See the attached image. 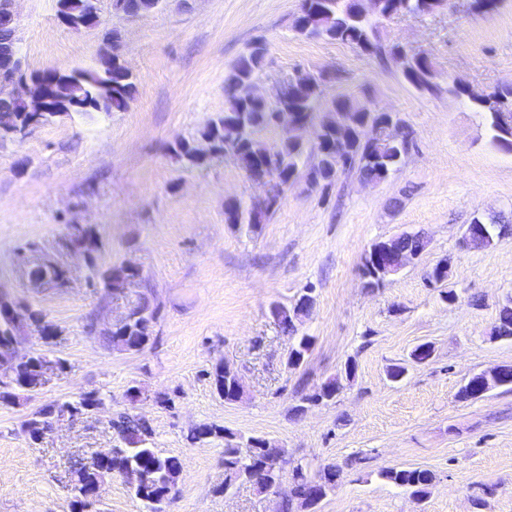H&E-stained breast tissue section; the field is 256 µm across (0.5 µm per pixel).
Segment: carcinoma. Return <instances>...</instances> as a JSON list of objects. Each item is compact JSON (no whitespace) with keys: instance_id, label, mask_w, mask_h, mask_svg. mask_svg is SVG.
I'll list each match as a JSON object with an SVG mask.
<instances>
[{"instance_id":"obj_1","label":"carcinoma","mask_w":512,"mask_h":512,"mask_svg":"<svg viewBox=\"0 0 512 512\" xmlns=\"http://www.w3.org/2000/svg\"><path fill=\"white\" fill-rule=\"evenodd\" d=\"M318 9L308 12L301 25L294 28L297 35L309 39H324L351 45L361 52L384 56L389 55L399 66L406 82L419 91L434 90L437 73L430 56L425 52L407 51L398 44L384 43L381 34L383 22L404 16L432 14L443 8L446 0H377V17H367L355 11L352 0H310ZM267 43L255 39L251 45L224 71V111L211 119L200 131L199 138L209 140L214 152L233 159L246 173L262 166L268 167L285 188L277 192L270 206L258 215H251L237 203L224 205V219L227 224H249L256 227L270 216L281 201L288 186L306 174L320 172L328 175L334 168L340 173L356 172L370 180L379 178L381 172L391 174L399 171L410 139L402 141L387 137L371 144L367 140L368 129L386 123L391 115L384 112H370L368 109L340 95L325 100L326 84L332 77L323 73L312 74L297 71L288 77V108L296 113L302 127L313 120L315 110L323 108L315 137L306 142L299 137H283L273 145H263L255 138L261 128H274L276 107L240 94V88L256 81L264 72L267 60ZM50 84L61 88H76L95 101L94 112H122L126 110L137 92L132 72L120 62H112V77L103 69L56 67L43 72ZM475 107L492 134V139L501 144L500 115L512 111V89L495 91L487 97L475 99ZM26 106L15 102L13 111L0 112V137L5 139L9 132L28 122ZM169 151L186 166H201L205 157L195 150L194 140L178 139L169 146ZM488 240L512 235V222L502 214L489 217L484 222ZM90 263L96 262L98 242L90 228H79L73 239ZM373 249H385L395 256L408 251L421 253L428 247V238L423 232L401 234L370 244ZM139 275L137 271L127 272L119 266H109L99 271L104 287L114 293L123 289L124 282ZM313 289L307 288L295 301L287 306L276 303L271 311L279 317L283 334L293 339L290 349L291 366L299 367L311 348L308 336L298 335L297 323L308 315L314 304ZM159 310L150 300L143 297L131 307L127 324L109 332V343L126 352L144 349L151 340V323L157 319ZM36 323L43 317L28 309L8 294H0V402L11 403L23 384L37 381L36 366L16 371L4 364L8 358L15 336L24 321ZM492 337L512 340V299L506 300L499 310L492 328ZM355 365L347 363L344 375L324 382L304 404L294 408L295 414H302L306 404H321L332 401L339 394L342 378H351ZM213 385L224 401L231 403L241 398L243 389L230 369L218 365L211 373ZM120 446L112 450V457L105 461L78 463L72 467L69 477L71 512H82L80 493L102 475H117L133 465L141 469L143 481L135 489V495L150 506L151 512H164V505L171 491L176 487L181 472V461L173 455H162L151 446L152 430L145 420L128 413H120L108 420ZM224 435V490H229L240 481L254 486L261 493H268L280 483L287 465V452L279 444L267 438H248L252 450L246 457L239 455L235 443L236 435L222 427L200 425L190 430L187 441L200 442L210 436ZM342 470L334 464H326L314 475L308 474L307 466L298 463L292 466L291 481L294 486L290 495L276 502V512H296L298 509L316 507L315 497L322 498L336 486ZM379 476L397 486L423 498L433 482V474L420 467L393 466L379 472Z\"/></svg>"}]
</instances>
